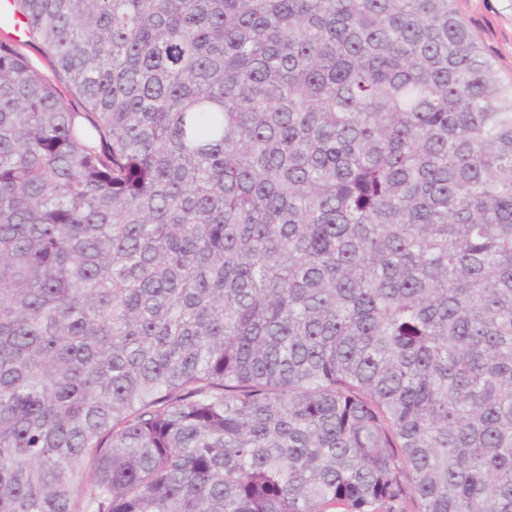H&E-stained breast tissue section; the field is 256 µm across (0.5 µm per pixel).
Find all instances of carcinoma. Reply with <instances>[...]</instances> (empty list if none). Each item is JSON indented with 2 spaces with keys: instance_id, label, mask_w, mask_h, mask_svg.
Masks as SVG:
<instances>
[{
  "instance_id": "carcinoma-1",
  "label": "carcinoma",
  "mask_w": 512,
  "mask_h": 512,
  "mask_svg": "<svg viewBox=\"0 0 512 512\" xmlns=\"http://www.w3.org/2000/svg\"><path fill=\"white\" fill-rule=\"evenodd\" d=\"M454 2L13 0L0 512H512V80ZM21 51L33 62L38 70L49 80L54 81L53 65L39 47L37 41L29 38L25 42H21Z\"/></svg>"
}]
</instances>
